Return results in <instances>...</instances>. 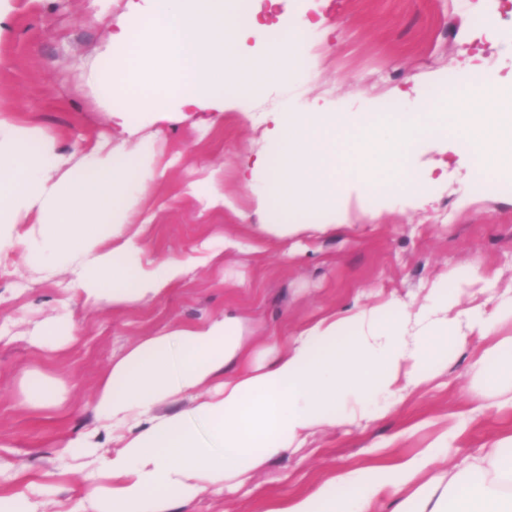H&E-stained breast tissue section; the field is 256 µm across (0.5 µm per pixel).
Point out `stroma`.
Listing matches in <instances>:
<instances>
[{
    "mask_svg": "<svg viewBox=\"0 0 512 512\" xmlns=\"http://www.w3.org/2000/svg\"><path fill=\"white\" fill-rule=\"evenodd\" d=\"M261 7L273 22L319 12L326 22L312 31L311 70L295 82L272 84L247 104L250 112L285 104L302 110L316 99L341 112H396L395 89L413 84L434 103L458 72L464 39L475 31L472 16L496 14L501 36L512 40V0H465L460 6L453 0H261ZM103 8L102 0H16L13 21L0 31V106L18 109L30 127L56 135L58 148L77 157L87 146L112 140L108 113L78 85L83 67L106 43L107 27L98 19ZM255 136L234 109L208 129L179 117L142 129L139 137L156 158L181 154L168 181L151 185L135 205L138 215L153 217L147 258L186 255L227 233L246 236L257 218L251 193L237 181V164ZM448 157L453 179L437 187L432 207L415 209L394 196L373 216L358 193H350L343 201L350 220L335 235L306 238L298 247L274 243L260 265L249 252H227L223 268L120 314L74 306L77 341L59 352L36 350L26 340L54 308L55 285L29 283L21 268L0 275V320L11 319L14 334L0 342V461L36 472L66 471L65 484L45 494L44 512H73L94 463L87 457L82 469H74L57 446L60 437L94 426L93 394L113 357L169 322H199L231 309L257 335H283L298 322L356 303L425 296L451 271L473 266L494 278L497 290L512 289V171L490 173L491 190H478L466 179V145L449 140ZM217 164L239 211H214L202 219L199 204L180 191L205 181ZM16 288L23 294L14 300ZM480 348L471 341L452 352L439 375L380 420L317 436L314 448L288 452L250 474L242 490L204 497L183 512H258L264 498L304 490L371 452L426 447L458 413L467 430L454 451L472 453L483 438L512 429V410H496L500 391L485 388L484 373L474 364ZM29 370L61 383L62 408H19L20 380Z\"/></svg>",
    "mask_w": 512,
    "mask_h": 512,
    "instance_id": "35a3bbf8",
    "label": "stroma"
}]
</instances>
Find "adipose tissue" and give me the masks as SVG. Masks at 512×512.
Instances as JSON below:
<instances>
[{"label":"adipose tissue","mask_w":512,"mask_h":512,"mask_svg":"<svg viewBox=\"0 0 512 512\" xmlns=\"http://www.w3.org/2000/svg\"><path fill=\"white\" fill-rule=\"evenodd\" d=\"M300 25L288 28L245 14L241 0H128L109 26L102 59L81 73L97 106L112 117L115 143L80 159L60 152L54 135L29 128L0 107V264L19 259L37 281L66 273L58 313L29 333L37 349L74 340L69 306L120 312L153 302L201 270L223 266L229 250L264 258L274 241L325 235L345 223L339 203L357 189L378 204L382 194L420 208L433 201L435 165L409 156L421 140L467 143L473 186L489 170L512 171V76L473 59L468 94L433 112L427 100L399 92L408 111L372 123L366 112L283 110L257 117L261 149L247 154L240 181L259 218L249 242L184 256L145 260L149 218L133 224L132 200L167 179L175 159L149 163L150 150L130 145L143 124L173 113L224 110L263 97L272 80L293 82L309 53ZM263 53L252 51V44ZM202 211L234 210L224 169L205 184L183 187ZM321 212V224L298 216ZM458 292L434 284L424 301L391 299L352 305L264 336L253 345L241 316L227 311L201 323L175 321L113 358L93 397L95 427L61 448L78 459L97 454L81 500L84 512H176L211 492L234 490L241 477L320 434L374 421L421 389L468 338L485 339L476 358L490 381L512 375V337L490 340L512 322V296L462 306L460 289L483 281L479 269L454 271ZM59 383L39 371L23 381L21 407L60 406ZM457 422L410 455H381L347 466L300 492L273 498L266 512H512V432L488 438L452 462ZM59 473L0 470V512H38V496Z\"/></svg>","instance_id":"adipose-tissue-1"}]
</instances>
